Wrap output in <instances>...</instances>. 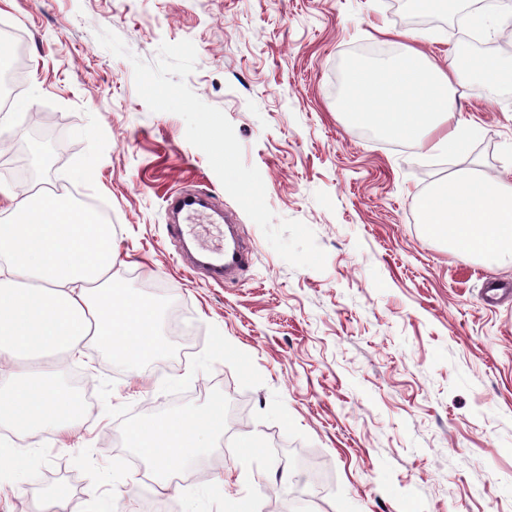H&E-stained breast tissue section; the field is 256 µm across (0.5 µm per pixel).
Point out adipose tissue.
I'll list each match as a JSON object with an SVG mask.
<instances>
[{"instance_id":"obj_1","label":"adipose tissue","mask_w":512,"mask_h":512,"mask_svg":"<svg viewBox=\"0 0 512 512\" xmlns=\"http://www.w3.org/2000/svg\"><path fill=\"white\" fill-rule=\"evenodd\" d=\"M512 84V60L452 48L440 67L405 44L376 65L353 64L342 109L350 126H369L420 149L463 154L469 128L449 126L455 84ZM428 233L452 251L492 265L512 258V177L464 168L421 195ZM116 252L98 214L64 193L13 200L0 220V424L34 438L81 423L75 391L55 381L46 360L75 358L96 345L135 364L164 354L159 311L144 294L114 295ZM224 431V399L178 416H143L128 433L161 490L207 454Z\"/></svg>"}]
</instances>
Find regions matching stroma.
Here are the masks:
<instances>
[{
  "label": "stroma",
  "mask_w": 512,
  "mask_h": 512,
  "mask_svg": "<svg viewBox=\"0 0 512 512\" xmlns=\"http://www.w3.org/2000/svg\"><path fill=\"white\" fill-rule=\"evenodd\" d=\"M1 23L23 34L26 69L0 159L111 215L112 280L160 289L168 351L132 367L91 347L55 369L89 393L84 422L44 433L24 477L0 476V512H36L63 485L58 512H512V264L450 251L416 213L453 170L512 166V85H459L449 123L478 130L459 156L348 128L339 108L352 61L399 52L398 32L443 58L458 16L423 21L409 0H0ZM102 28L149 63L161 43H194L188 86L233 124L276 218L314 231L324 270L273 250L184 120L149 111ZM35 114L56 130L40 156ZM187 185L238 215L251 261L224 286L186 270L168 234L163 197ZM217 394L208 465L145 486L129 430Z\"/></svg>",
  "instance_id": "stroma-1"
}]
</instances>
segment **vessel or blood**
Returning a JSON list of instances; mask_svg holds the SVG:
<instances>
[{
    "instance_id": "b4317fda",
    "label": "vessel or blood",
    "mask_w": 512,
    "mask_h": 512,
    "mask_svg": "<svg viewBox=\"0 0 512 512\" xmlns=\"http://www.w3.org/2000/svg\"><path fill=\"white\" fill-rule=\"evenodd\" d=\"M168 230L192 267L205 270L212 284L230 281L248 261L239 240L229 235L232 215L225 213L210 191L183 187L165 195Z\"/></svg>"
}]
</instances>
